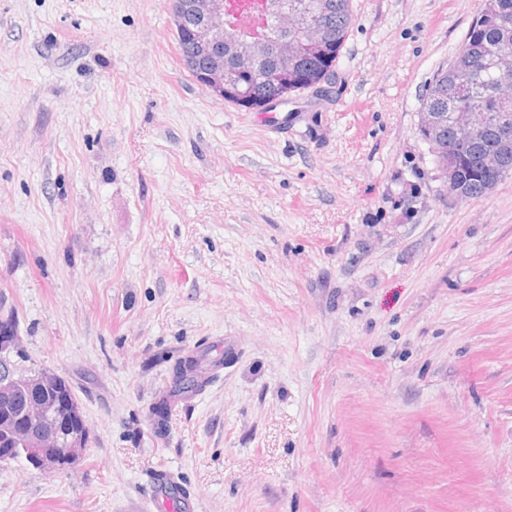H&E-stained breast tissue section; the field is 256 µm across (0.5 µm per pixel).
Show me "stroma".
<instances>
[{
	"mask_svg": "<svg viewBox=\"0 0 512 512\" xmlns=\"http://www.w3.org/2000/svg\"><path fill=\"white\" fill-rule=\"evenodd\" d=\"M484 0H352L288 121L184 64L167 0H0V306L88 428L0 512H512V175L458 200L421 95ZM217 378L151 408L181 356Z\"/></svg>",
	"mask_w": 512,
	"mask_h": 512,
	"instance_id": "1",
	"label": "stroma"
}]
</instances>
